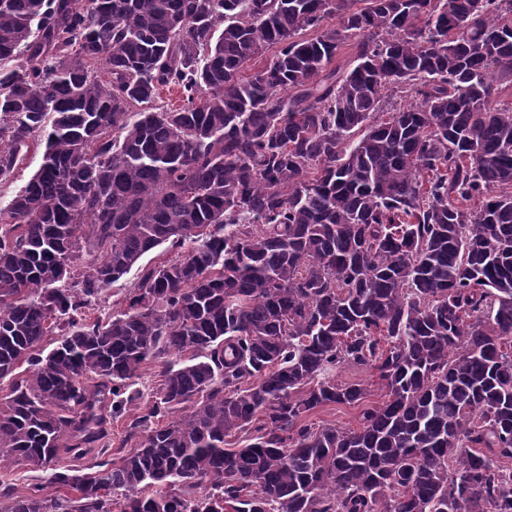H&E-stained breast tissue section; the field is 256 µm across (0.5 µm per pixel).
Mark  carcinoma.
I'll list each match as a JSON object with an SVG mask.
<instances>
[{"mask_svg": "<svg viewBox=\"0 0 512 512\" xmlns=\"http://www.w3.org/2000/svg\"><path fill=\"white\" fill-rule=\"evenodd\" d=\"M508 77L512 0H0V466L138 409L0 512H512ZM44 146L32 145L16 167L14 176L9 181L0 183V209H4L15 192L25 185L42 163ZM136 272L132 271L126 278L121 279L115 283L109 290L106 301L102 302L92 313V318L100 317L106 318L112 314V308H118L124 305V297L128 293V288H131L135 282ZM114 304V306H113ZM312 420L320 425L335 423L338 426L356 427L357 411L345 405L333 404L314 413ZM136 413L129 410L124 418H112V426L108 436L103 440L102 445H107L108 453L103 458H118L134 449L132 441L127 440V425L129 419Z\"/></svg>", "mask_w": 512, "mask_h": 512, "instance_id": "carcinoma-1", "label": "carcinoma"}]
</instances>
